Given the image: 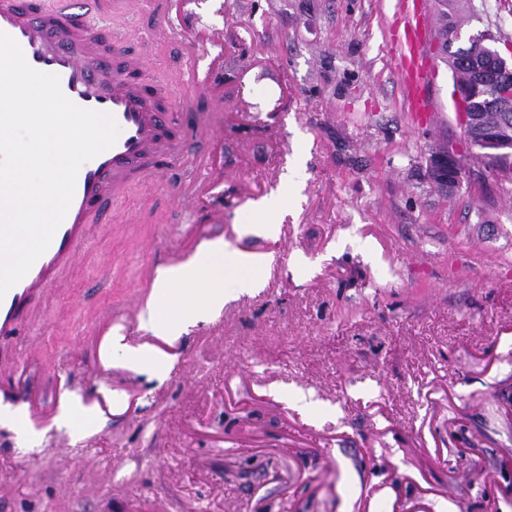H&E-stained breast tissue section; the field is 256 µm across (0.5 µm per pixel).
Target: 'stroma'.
Returning <instances> with one entry per match:
<instances>
[{
    "label": "stroma",
    "instance_id": "stroma-1",
    "mask_svg": "<svg viewBox=\"0 0 512 512\" xmlns=\"http://www.w3.org/2000/svg\"><path fill=\"white\" fill-rule=\"evenodd\" d=\"M398 0H185L216 37L157 41L151 18L102 0L89 17L116 73L169 104L190 56L214 59L225 105L171 113L169 151L188 170L130 185L87 228L79 262L9 335H0V406L21 355L40 417L23 444L0 421V512H512V181L471 148L438 61L409 110L396 42ZM461 34L499 29L512 0H488ZM224 127L217 139L202 122ZM461 167L439 192L437 144ZM222 193L220 244L262 261L264 286L209 320L172 331L170 360L116 359L93 372L94 322L139 299L128 336L159 307L153 251L184 216L164 188ZM284 203L274 234L255 203ZM94 423L59 422L57 390Z\"/></svg>",
    "mask_w": 512,
    "mask_h": 512
}]
</instances>
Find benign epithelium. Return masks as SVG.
I'll list each match as a JSON object with an SVG mask.
<instances>
[{
    "label": "benign epithelium",
    "instance_id": "1",
    "mask_svg": "<svg viewBox=\"0 0 512 512\" xmlns=\"http://www.w3.org/2000/svg\"><path fill=\"white\" fill-rule=\"evenodd\" d=\"M470 84L462 86L453 96L462 109L457 120L463 129L468 144L480 150L481 157L496 168L512 166V69L507 65L490 67L482 57H473L468 62ZM492 89L489 108L497 113L496 124L486 129L481 125V113L468 112L470 95ZM428 177L442 192L456 186L460 171L456 160L444 149L430 156Z\"/></svg>",
    "mask_w": 512,
    "mask_h": 512
}]
</instances>
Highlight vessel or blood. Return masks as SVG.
Wrapping results in <instances>:
<instances>
[{
    "label": "vessel or blood",
    "instance_id": "obj_1",
    "mask_svg": "<svg viewBox=\"0 0 512 512\" xmlns=\"http://www.w3.org/2000/svg\"><path fill=\"white\" fill-rule=\"evenodd\" d=\"M123 4L132 13L148 11L154 19L155 35L164 37L183 31L181 15L166 10L157 0H123ZM96 6V0H66L61 13L66 29L58 33L53 29V18L38 14L29 0H0V33L20 46L28 64L57 75L70 100L86 109L110 113L120 127L115 144L79 168L73 200L47 250L0 299V334L14 331L34 296L44 295L45 283L61 266L78 259L91 215H109V195H120L126 183L147 180L176 163L174 156L164 153L165 112L152 105L149 90L132 81L112 80L84 41L86 20ZM403 24L405 39L398 52L406 64L402 73L405 87L412 92L424 61L414 14L404 12ZM210 73V66L194 65L190 81L175 92L172 108L207 94ZM171 196L178 206L196 216L185 234L194 243V261L203 262L212 238L206 225L222 223L224 201L219 198L205 203L183 195L177 188L172 189Z\"/></svg>",
    "mask_w": 512,
    "mask_h": 512
}]
</instances>
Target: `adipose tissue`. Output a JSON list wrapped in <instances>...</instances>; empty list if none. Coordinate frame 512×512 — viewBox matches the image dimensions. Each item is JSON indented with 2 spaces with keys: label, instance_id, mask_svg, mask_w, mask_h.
<instances>
[{
  "label": "adipose tissue",
  "instance_id": "adipose-tissue-1",
  "mask_svg": "<svg viewBox=\"0 0 512 512\" xmlns=\"http://www.w3.org/2000/svg\"><path fill=\"white\" fill-rule=\"evenodd\" d=\"M209 253L210 259L207 264L190 269H172L157 280L156 292L164 307L162 310L149 312L148 324L174 327V319L169 318L166 312L167 307L172 305L178 306L181 312L190 314L194 319H205L210 309L224 295L223 289L214 285L215 280H218L223 272H236V284L239 289L250 291L259 286V270L247 257L226 252L220 245L212 246ZM192 280H209L213 286L200 293L189 288L188 283Z\"/></svg>",
  "mask_w": 512,
  "mask_h": 512
}]
</instances>
